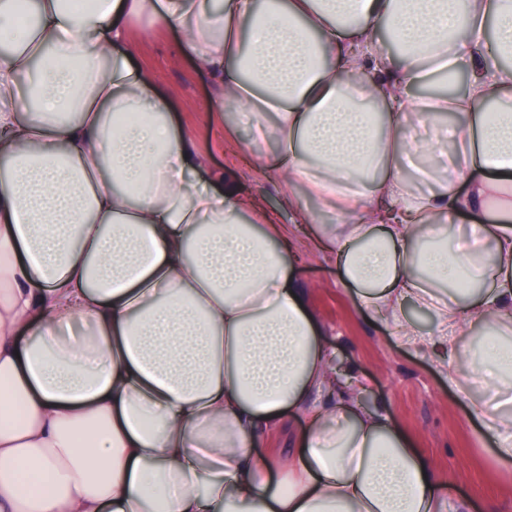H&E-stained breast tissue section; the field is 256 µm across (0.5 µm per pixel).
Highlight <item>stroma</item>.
<instances>
[{
  "label": "stroma",
  "instance_id": "35a3bbf8",
  "mask_svg": "<svg viewBox=\"0 0 512 512\" xmlns=\"http://www.w3.org/2000/svg\"><path fill=\"white\" fill-rule=\"evenodd\" d=\"M139 65L153 71L160 89L173 92L175 122L206 147L212 130L206 109L214 89L187 58L174 57L176 34L145 18L132 20ZM296 276L336 348L338 365H354L367 381L365 403L389 408L400 426L431 455L455 495L488 500L512 512V463L502 464L475 436L467 405L435 370L431 352H414L385 323L371 320L339 282L334 260L314 257Z\"/></svg>",
  "mask_w": 512,
  "mask_h": 512
}]
</instances>
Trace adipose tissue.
<instances>
[{
  "label": "adipose tissue",
  "mask_w": 512,
  "mask_h": 512,
  "mask_svg": "<svg viewBox=\"0 0 512 512\" xmlns=\"http://www.w3.org/2000/svg\"><path fill=\"white\" fill-rule=\"evenodd\" d=\"M27 7L0 0V512H500L453 498L361 378L340 390L294 270L302 234L360 309L435 353L512 460V416L472 396L512 386V0H36L25 25ZM141 15L216 81L217 143L225 113L250 127L230 148L281 186L291 225L176 128L134 62ZM464 61L459 94L414 95ZM439 136L449 162L413 191L405 161ZM287 410L297 445L256 454Z\"/></svg>",
  "instance_id": "ef3b65f1"
}]
</instances>
